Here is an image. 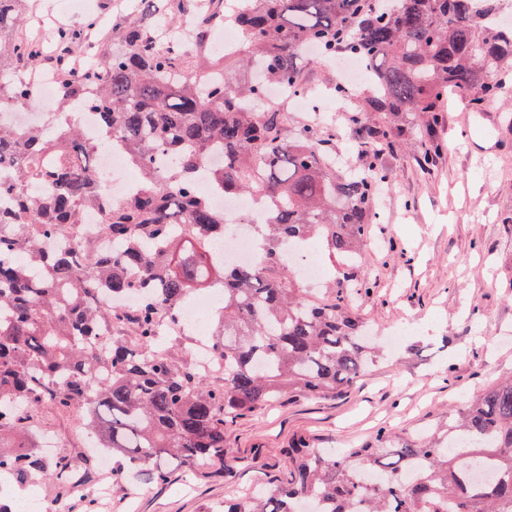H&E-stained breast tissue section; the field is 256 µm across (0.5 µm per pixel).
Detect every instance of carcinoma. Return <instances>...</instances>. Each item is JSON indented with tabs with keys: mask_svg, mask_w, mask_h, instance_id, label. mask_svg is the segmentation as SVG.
Masks as SVG:
<instances>
[{
	"mask_svg": "<svg viewBox=\"0 0 512 512\" xmlns=\"http://www.w3.org/2000/svg\"><path fill=\"white\" fill-rule=\"evenodd\" d=\"M0 58L11 73L37 66L39 48L17 34L21 0H0ZM497 0H244L225 18L245 34L241 52L224 55V82L202 89L184 69V53L164 51L129 26L126 48L100 71L67 67L70 50L93 28L58 35L62 111L86 84L87 101L107 138L90 141L51 116L38 127L0 124V471L23 482L45 477L68 493L72 467H49L30 442L33 415L45 405L85 412V426L112 450L115 479L162 484L177 471L224 460V437L237 420L299 394L334 397L373 362L368 322L352 305L369 290L356 274L381 183L383 149L404 138L400 116H417L423 161L441 150L434 113L448 92L477 104L512 93V25H486ZM316 45L365 60L371 84L355 106L365 165L336 166V152L314 126L288 127L286 113L257 112L264 82L302 90L297 58ZM239 61L263 81L235 84ZM34 88L0 68V109L19 108ZM118 146L139 168L141 192L112 207L101 226L118 250L91 273L74 251L43 242L79 223L96 205L93 175L102 146ZM222 161L207 172L213 187L245 196L264 212L255 236L264 245L251 267L217 261L212 238L224 215L193 182L211 149ZM43 183L38 193L31 181ZM302 249L320 240L346 260L337 293L300 294L275 261L279 242ZM223 285L213 335L224 375L178 354L180 336L161 335L156 306L178 305ZM139 292L140 305L100 310L94 292ZM291 480L257 495L224 500V512H512V378L479 393L448 418L437 439L414 444L380 433L359 448L327 452L302 438L289 452Z\"/></svg>",
	"mask_w": 512,
	"mask_h": 512,
	"instance_id": "1",
	"label": "carcinoma"
}]
</instances>
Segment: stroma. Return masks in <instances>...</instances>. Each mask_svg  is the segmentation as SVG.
I'll return each instance as SVG.
<instances>
[{
  "instance_id": "35a3bbf8",
  "label": "stroma",
  "mask_w": 512,
  "mask_h": 512,
  "mask_svg": "<svg viewBox=\"0 0 512 512\" xmlns=\"http://www.w3.org/2000/svg\"><path fill=\"white\" fill-rule=\"evenodd\" d=\"M178 0H156L147 16L141 0H39L22 5L46 26L83 27L88 16L128 10L152 32L185 22ZM442 150L423 164L410 146L385 150L389 190L365 249L371 289L355 307L377 330L385 351L354 388L333 398L285 397L240 420L226 434L232 477L214 462L200 464L190 492L184 477L168 483H111L90 464L77 409L41 410L40 429L53 434L70 464L84 467L88 487L106 483L107 498L59 496L54 483L36 482L47 502L66 512H222L232 495H250L286 483L288 450L297 438L342 449L390 431L419 443L428 429L461 410L476 393L512 375V106L450 101L437 128Z\"/></svg>"
}]
</instances>
